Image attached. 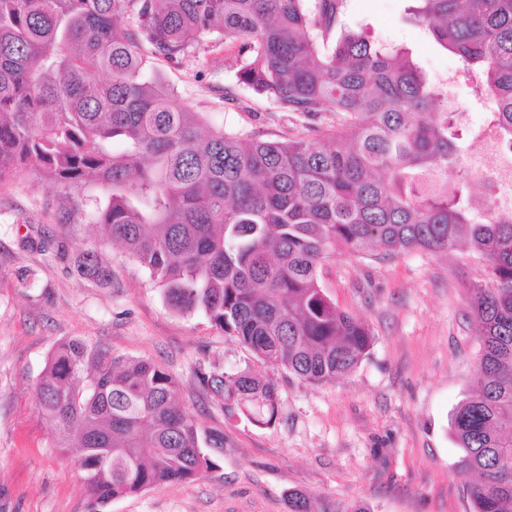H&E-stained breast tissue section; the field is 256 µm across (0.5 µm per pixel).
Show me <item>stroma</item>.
Wrapping results in <instances>:
<instances>
[{"label":"stroma","instance_id":"35a3bbf8","mask_svg":"<svg viewBox=\"0 0 512 512\" xmlns=\"http://www.w3.org/2000/svg\"><path fill=\"white\" fill-rule=\"evenodd\" d=\"M409 0H347L345 22L397 47L436 81L457 71L449 111L465 108L456 132L465 155L497 150L491 106L478 77L407 19ZM235 42L200 40L179 60L148 55L146 78L201 113L205 127L266 138L300 133L302 122L235 81L221 59ZM107 192L48 187L35 174L0 184V512H89L78 449L58 445L36 383L58 342L81 339L150 360L178 381L176 400L201 430L223 434L216 466L181 483L160 484L107 504L103 512H288L286 496L368 504L373 512H473L477 478L457 473L461 454L451 419L477 387L479 323L467 282L479 264L466 248L392 258L331 253L320 285L343 311L366 322L368 355L348 376L311 385L253 358L203 314L180 315L160 288L95 222ZM96 249L112 285L77 275L74 259ZM244 369L279 386V411L262 426L224 408L201 374Z\"/></svg>","mask_w":512,"mask_h":512}]
</instances>
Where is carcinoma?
Here are the masks:
<instances>
[{"mask_svg": "<svg viewBox=\"0 0 512 512\" xmlns=\"http://www.w3.org/2000/svg\"><path fill=\"white\" fill-rule=\"evenodd\" d=\"M414 22L481 76L512 152V0H412ZM345 0H0V184L27 173L52 188L93 177L111 194L106 237L178 313L204 314L253 357L310 384L333 383L368 354L366 323L319 284L338 248L450 251L471 245L481 325L480 383L452 428L473 512H512V215L475 216L442 90L399 50L343 31ZM133 28H125V23ZM238 41L237 83L305 121L277 139L207 129L198 113L139 78L149 45L176 61L193 42ZM336 123L322 124L324 113ZM123 150L115 152L112 145ZM79 276L112 286L95 250ZM230 411L277 415L274 380L206 374ZM60 447L81 449L93 512L215 466L223 437L176 404L160 366L80 340L59 344L37 384ZM288 512H370L288 492Z\"/></svg>", "mask_w": 512, "mask_h": 512, "instance_id": "1", "label": "carcinoma"}]
</instances>
